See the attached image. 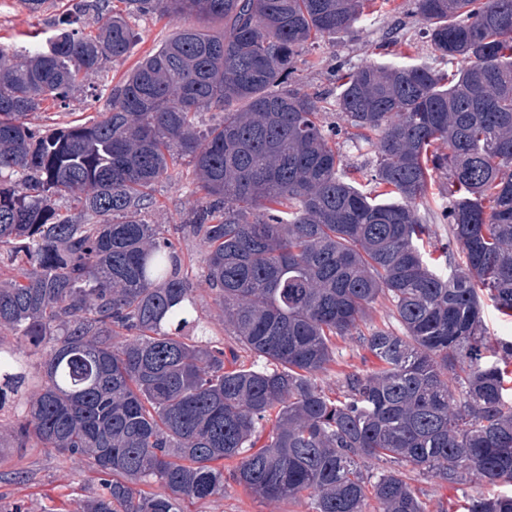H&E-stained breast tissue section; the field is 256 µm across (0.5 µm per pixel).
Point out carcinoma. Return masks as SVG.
Masks as SVG:
<instances>
[{
	"label": "carcinoma",
	"instance_id": "1",
	"mask_svg": "<svg viewBox=\"0 0 512 512\" xmlns=\"http://www.w3.org/2000/svg\"><path fill=\"white\" fill-rule=\"evenodd\" d=\"M375 2L79 0L48 45L0 47V267L13 271L0 330L48 346L44 378L0 430L103 476L74 512H186L226 481L309 512H427L411 472L512 486V341L482 319L485 296L512 319V0H414L456 70L370 62L338 76V115L375 154L371 195L322 95L291 77L315 39ZM154 14L224 30H180L94 117L30 126L130 52L131 16ZM205 109L223 119L199 128ZM180 160L203 194L183 224L235 340L229 367L223 342L185 334L198 326L189 270L143 217ZM437 174L465 257L446 270L425 258L418 216ZM381 300L399 331L368 325ZM355 335L378 367L346 374L339 400L321 375L336 338ZM24 379L0 350V400ZM370 462L386 469L371 478ZM456 512H512V492Z\"/></svg>",
	"mask_w": 512,
	"mask_h": 512
}]
</instances>
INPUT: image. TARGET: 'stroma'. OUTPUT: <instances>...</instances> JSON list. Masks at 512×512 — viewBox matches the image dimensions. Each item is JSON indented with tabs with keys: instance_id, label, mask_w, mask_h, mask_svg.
Segmentation results:
<instances>
[{
	"instance_id": "stroma-1",
	"label": "stroma",
	"mask_w": 512,
	"mask_h": 512,
	"mask_svg": "<svg viewBox=\"0 0 512 512\" xmlns=\"http://www.w3.org/2000/svg\"><path fill=\"white\" fill-rule=\"evenodd\" d=\"M73 0H46L41 13L33 15L22 0H0V46L23 50L43 45L53 36V20L71 9ZM413 0H378L369 15L350 29L324 37L320 43L302 54L296 61L294 80L309 92L335 91V71L379 61V45L393 43L395 52L412 56L419 62L446 68V61L437 59L429 42L423 38L426 22L413 11ZM183 19L173 16H153L137 20L139 34L131 53L124 59L106 62L100 72L89 74L82 86L74 91L67 106L47 105L29 118L33 128L47 130L67 121L86 118L101 110L114 85L159 45L185 28ZM446 180L436 177L429 191V205L420 214L434 231L433 246H447L448 260L458 265L463 256L457 247L448 246L449 226L442 214L448 205ZM198 195L185 164H178L172 177L161 179L155 186L153 202L145 218L162 227L170 238L184 265L192 267L198 314L209 337L227 340L224 317L212 295L204 287L202 271L205 251L199 239L182 229L184 215L195 204ZM375 358L365 350L359 339L336 341V359L323 377L326 385L341 388L345 374L372 369ZM413 486L426 501L429 512H437L439 502L459 503L468 497L492 495L491 487L472 480L451 485L423 475H414ZM95 484L85 480L72 462L56 452L40 448H17L10 435L0 436V504L21 505L24 512H46L56 506L63 512H73L77 497L95 491ZM307 503L293 505L265 504L249 490L235 483L224 486L222 498L200 501L189 506L188 512H308Z\"/></svg>"
}]
</instances>
